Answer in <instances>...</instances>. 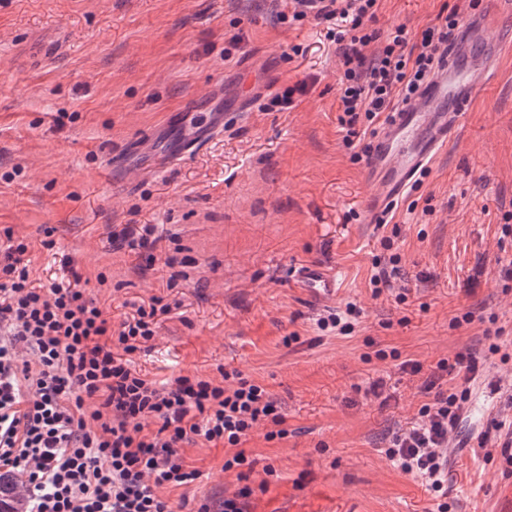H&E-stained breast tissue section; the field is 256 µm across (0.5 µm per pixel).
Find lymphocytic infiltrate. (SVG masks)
I'll list each match as a JSON object with an SVG mask.
<instances>
[{
  "mask_svg": "<svg viewBox=\"0 0 512 512\" xmlns=\"http://www.w3.org/2000/svg\"><path fill=\"white\" fill-rule=\"evenodd\" d=\"M380 0H293L294 18L315 13L349 22L339 93L347 147L369 156L383 113L412 102L448 61L459 16L450 12L412 39L406 25L370 29ZM26 239L0 236V476L23 494L22 512H174L159 487L199 479L182 444L201 440L233 448L225 469L246 464L237 447L267 421L285 437L284 417L266 389L232 373L224 386L180 376L158 382L133 356L147 349L169 305L152 298L111 323L79 282L34 285ZM480 369L470 351L438 362L431 375L462 378L435 391L419 419L393 434L384 453L405 473L447 495L448 435L470 398ZM155 429H146V421Z\"/></svg>",
  "mask_w": 512,
  "mask_h": 512,
  "instance_id": "lymphocytic-infiltrate-1",
  "label": "lymphocytic infiltrate"
}]
</instances>
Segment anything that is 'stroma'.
Instances as JSON below:
<instances>
[{
  "instance_id": "1",
  "label": "stroma",
  "mask_w": 512,
  "mask_h": 512,
  "mask_svg": "<svg viewBox=\"0 0 512 512\" xmlns=\"http://www.w3.org/2000/svg\"><path fill=\"white\" fill-rule=\"evenodd\" d=\"M274 0H0V231L31 244L30 278L80 276L111 322L131 302L170 306L138 370L163 381L221 382L239 371L285 417L234 450L200 441L182 454L201 476L158 493L181 512L254 486L250 512H435L419 478L384 454L419 419L438 361H480L448 448V512H500L512 465L478 445L492 423L512 436V7L505 0H381L380 33L412 38L438 16L489 14L501 66L463 126L388 217L365 221V161L344 145L339 88L345 23L285 18ZM263 92L242 110L238 90ZM290 109L272 94L297 83ZM222 116V135L177 165L165 160L195 126ZM151 224L154 250L113 243ZM52 246H45V239ZM389 239L393 288L375 291L373 261ZM318 267L337 296L297 281ZM360 311L349 332L320 317ZM502 330L492 354L485 333ZM405 360L421 370L401 371ZM385 379L387 404L363 389Z\"/></svg>"
}]
</instances>
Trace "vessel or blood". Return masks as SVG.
Masks as SVG:
<instances>
[{
	"label": "vessel or blood",
	"mask_w": 512,
	"mask_h": 512,
	"mask_svg": "<svg viewBox=\"0 0 512 512\" xmlns=\"http://www.w3.org/2000/svg\"><path fill=\"white\" fill-rule=\"evenodd\" d=\"M492 24L488 19L466 20L462 27V48L486 42ZM499 61L493 53L475 56L470 63H449L430 77L418 98L389 112L381 124L367 167L372 192L367 203V223H377L406 198L422 174L447 147L460 128L465 111L480 84L495 77ZM298 280L319 295L337 292L331 277L317 269L302 271Z\"/></svg>",
	"instance_id": "1"
}]
</instances>
